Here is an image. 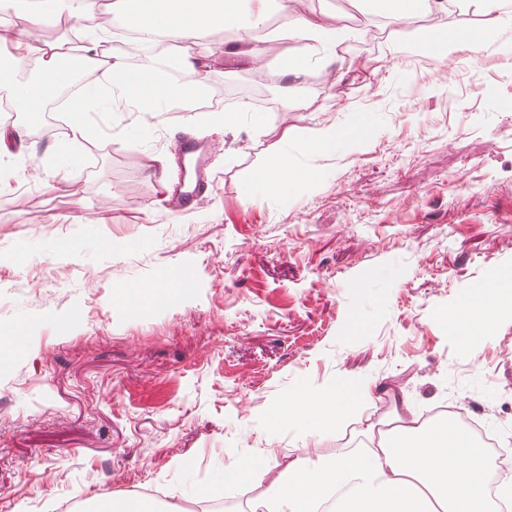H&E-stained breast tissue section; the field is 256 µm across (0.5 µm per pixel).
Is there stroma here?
Listing matches in <instances>:
<instances>
[{"label": "stroma", "mask_w": 512, "mask_h": 512, "mask_svg": "<svg viewBox=\"0 0 512 512\" xmlns=\"http://www.w3.org/2000/svg\"><path fill=\"white\" fill-rule=\"evenodd\" d=\"M291 13L346 45L289 93L275 56ZM430 19L419 11L378 54L361 0H270L258 63L225 55L234 32H201L192 80L243 87L262 72L275 90L260 118L236 103L224 127L215 107L116 112L90 144L0 112L25 130L0 154V512H61L75 496L97 512L131 493L151 512L229 499L245 512L255 494L214 474L267 439L282 462L366 448V422L390 420L396 395L422 412L457 395L491 430L512 418V310L471 353L448 327L489 274L512 284V36L419 67L403 55L422 51ZM328 126L348 141L306 153ZM184 135L220 143L217 188L175 214L164 187ZM67 142L70 174L50 165ZM283 148L322 177L258 202L251 173ZM70 240L83 255L56 253ZM145 285L168 294L142 306ZM361 380L389 397L357 400L320 437L271 428L296 389Z\"/></svg>", "instance_id": "1"}]
</instances>
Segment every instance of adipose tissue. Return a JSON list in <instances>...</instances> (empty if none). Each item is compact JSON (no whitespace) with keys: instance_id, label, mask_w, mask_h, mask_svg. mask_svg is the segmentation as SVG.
Wrapping results in <instances>:
<instances>
[{"instance_id":"ef3b65f1","label":"adipose tissue","mask_w":512,"mask_h":512,"mask_svg":"<svg viewBox=\"0 0 512 512\" xmlns=\"http://www.w3.org/2000/svg\"><path fill=\"white\" fill-rule=\"evenodd\" d=\"M113 10L124 29L145 35L166 34L177 39L169 48V66L194 71L198 63L184 44L205 30L235 28L236 45L244 47L266 14L268 0H119ZM100 0H70L68 7L44 8L28 0L25 24L12 47L0 51V90L6 92L14 111L35 119L63 90H70L67 120L76 139L92 140L99 133L95 117H108L117 100L128 107L162 112L200 99L203 83H183L163 77L155 62L128 66L123 58L108 62L105 84L73 92L76 72L64 64L54 43L44 39L48 28L69 26L80 19L93 20L87 30L90 43H97L106 28L95 17ZM284 39L301 43V50L281 49L278 55L283 75L304 76L313 57L327 62L338 55L335 28L299 14L288 23ZM305 176L285 151L262 162L251 176L252 188L268 194L284 193ZM497 305L464 304L449 325L463 347L488 327ZM370 395L368 384L358 393L332 386L292 394L270 412L271 422L292 426L308 436L318 435L343 420L354 397ZM273 449L259 458L233 465L224 473L227 483L241 491L257 487L265 512H492L485 487L489 472L485 447L465 428L443 420L410 426L392 425L382 433L379 447L333 458L298 457L276 467Z\"/></svg>"}]
</instances>
